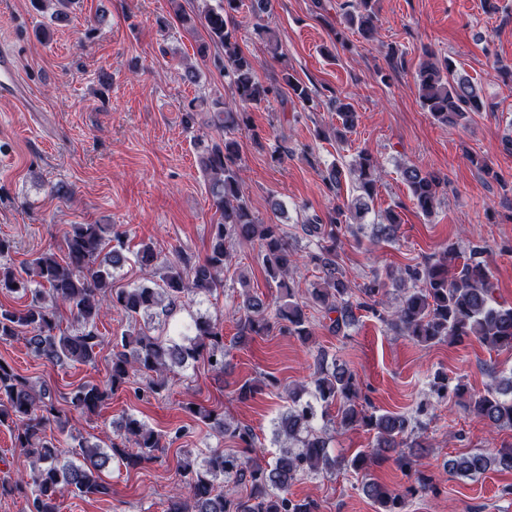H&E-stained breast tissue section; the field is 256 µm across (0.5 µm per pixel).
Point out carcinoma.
Returning a JSON list of instances; mask_svg holds the SVG:
<instances>
[{"instance_id": "carcinoma-1", "label": "carcinoma", "mask_w": 512, "mask_h": 512, "mask_svg": "<svg viewBox=\"0 0 512 512\" xmlns=\"http://www.w3.org/2000/svg\"><path fill=\"white\" fill-rule=\"evenodd\" d=\"M239 2L218 0L216 6L207 4L196 14L185 12L179 4L174 9V19L183 28L201 26L205 30L206 39L197 47L201 59H206L213 47L224 51L214 65L230 79L239 105L234 110L215 103L208 125L223 132L224 138L199 156L212 207L219 214L205 257L195 260L183 254L174 261L165 260L153 245L143 243L135 253V263L144 271L145 283L115 288L114 272L126 261L122 234L108 224H71L60 251L49 248L18 268L0 263V293L30 297L23 305L0 303V342L25 333L29 349L38 358L56 364L86 363L95 359L96 349L104 341L98 325L106 312L116 309L128 319L127 328L112 334L107 386L82 383L70 393L69 403L82 415L95 414L132 377L144 378L146 391L158 394L176 370L200 358L212 372L224 374V333L212 317L193 319L179 331L178 340L154 335L148 321L141 326L137 322L159 311L171 313L192 295H211L224 289V267L232 260L229 243L235 240L258 242L267 279L279 290L276 300L269 303L251 293L245 276L239 277L242 301L237 342L246 343L274 327L303 342L314 334L290 282L295 259L288 232L281 224L260 222L242 192L239 147L231 134L249 129L244 108L267 101L276 90L259 79L257 59L239 47ZM375 19V0H359L357 8L343 16L348 28L367 39L376 33ZM281 82L288 87L289 97L302 107L315 106V93L291 73L283 72ZM418 92L431 117L450 127L467 124L471 113L484 108L477 86L458 73L449 60L420 67ZM336 112L340 124L334 132L341 140L355 127L358 116L348 104L339 105ZM351 172L357 181L351 201L325 219L315 214L301 224L304 234L315 240L316 251L308 258L320 271L309 300L329 318L328 330L346 334L356 320L355 311L363 310L420 344L475 337L490 348L512 351V305L501 304L494 297L495 284L484 259V246H475L463 255L450 245L433 261L406 265L390 274L398 288V304L390 311L383 308L388 295L386 282L377 276L354 294L339 263L337 247L346 232L357 235L365 229L361 221L371 209L381 170L377 160L361 150ZM401 175L417 208L431 215L437 205L436 177L414 166L402 168ZM399 224V215L388 212L383 221L371 225L368 240L393 242ZM62 308L72 316L70 331L60 328ZM312 384L310 400L303 399L300 391L288 394L289 404L274 423V440L288 445L272 463L251 455L255 445L251 429L192 401L185 403L189 415L218 434L238 440L239 451L185 450L178 465L180 480L165 512H314L313 503L288 496V487L303 474L349 469L365 475L374 460L391 452L402 468L412 469L413 459L421 457L423 448L417 423L405 415L379 414L360 404L356 374L343 364L328 362L324 353L317 358ZM432 388L439 397L451 392L466 399L472 413L490 424L512 428V376L492 373L484 391L472 393L462 380L452 386L447 376L438 373ZM260 391L262 384L248 380L235 394L245 402ZM333 406L337 407L340 426L362 427L374 433L372 447L349 457H330L329 439L316 429L315 422ZM5 422L13 425L14 447L31 458L28 480L15 482L19 490L30 488L28 512H58V499L66 493L109 497L112 487L101 473L111 461L137 469L152 462L155 452L163 448V435L129 415L122 419L109 446L85 440L79 443L82 460L64 458L60 441L49 434L51 426L63 431L69 424L54 393L0 359V424ZM445 467L456 476L471 478L490 470L512 471V448L462 454L446 461ZM428 482L425 477L399 493L367 478L362 492L378 506V512H405L407 498L417 495ZM241 486L247 489L244 498L238 496Z\"/></svg>"}]
</instances>
